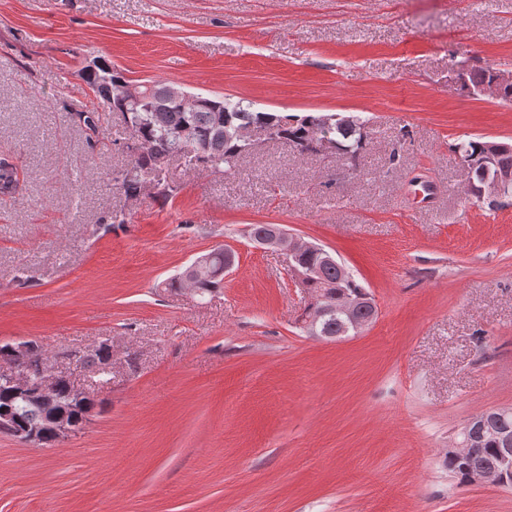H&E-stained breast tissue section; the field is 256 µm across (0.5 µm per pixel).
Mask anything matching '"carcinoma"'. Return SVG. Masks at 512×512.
<instances>
[{"instance_id":"carcinoma-1","label":"carcinoma","mask_w":512,"mask_h":512,"mask_svg":"<svg viewBox=\"0 0 512 512\" xmlns=\"http://www.w3.org/2000/svg\"><path fill=\"white\" fill-rule=\"evenodd\" d=\"M81 76L96 93V96L112 112L122 114L130 132L123 143L130 157L129 164L114 177L115 184L128 197L139 195L143 183H160L166 179L161 159L180 156L194 166L220 172L226 176L233 174L240 160L252 149L246 131L251 127H267L273 130L272 139L288 142L301 155L316 150V143L325 139L332 148L346 158H358L367 137V120L359 115H345L333 120L327 128H318V115L300 118L274 112L254 109L253 104L240 98L201 97L192 111L182 109L167 95L168 85L151 84L148 95L137 108L116 101L111 96V87L125 81L122 73L112 68L104 59H98L96 69L84 68ZM494 77V67L486 66L472 70L466 75V87L473 90L490 82ZM188 128L192 137L175 146L174 134L179 129ZM486 140L462 141L456 144V151L463 160L474 159L483 152ZM17 182L15 167L0 161V193L10 194ZM209 263L199 268L194 276V287L203 295L211 294L220 287L221 280L213 272L224 266V249L214 248L207 252ZM339 273L336 268H328L321 280H307L304 287L311 298H316L320 290L336 293ZM349 323L332 311L322 317L316 325V335L339 336L350 333ZM57 406L70 413H80L79 402L66 382L60 384L57 393ZM8 412L21 423L39 424L44 411L35 404L26 402L9 388L0 386V414ZM498 428L494 422L486 423L483 438L478 446L470 449L467 455L459 458L448 452V471L462 485L470 483V477L478 472L500 465L497 452Z\"/></svg>"}]
</instances>
